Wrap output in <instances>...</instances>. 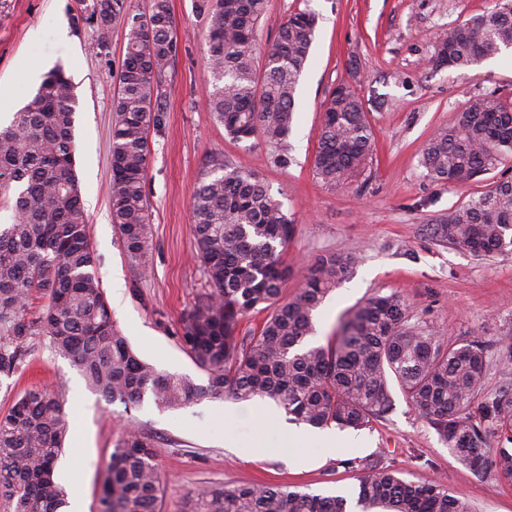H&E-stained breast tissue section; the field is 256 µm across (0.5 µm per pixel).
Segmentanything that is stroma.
<instances>
[{
	"label": "stroma",
	"instance_id": "1",
	"mask_svg": "<svg viewBox=\"0 0 512 512\" xmlns=\"http://www.w3.org/2000/svg\"><path fill=\"white\" fill-rule=\"evenodd\" d=\"M498 0H268L258 30L270 45L289 13L319 17L311 57L298 86V110L288 135V162L273 163L258 139L226 135L206 107L213 76L206 64V19L194 0H169L178 53L162 86V125L149 136L145 194L153 228L151 271L136 279L111 222L113 101L124 58L126 29L113 23L106 40L95 28L74 29L77 0H0V106L10 121L37 82L32 73L62 65L76 86V171L112 318L131 347L158 370L197 383L206 372L187 353L183 320L209 286L196 259L192 195L210 157L252 171L283 202L294 234L283 260L294 274L282 295L299 286L295 271L331 252L355 254L356 265L315 312L311 341L326 344L365 301L397 294L409 316L454 342L481 337L488 343L481 396L498 394L502 367L512 360V251L475 256L445 238L442 226L455 210L497 180L512 176V154L499 157L470 180L426 176L420 150L434 131L455 125L468 99L493 92L512 103V60L495 56L459 69H438L430 58L448 27L492 10ZM38 39H31L32 30ZM357 80L373 133L364 175L341 188L315 176L317 129L323 103L338 84ZM62 394L69 430L55 475L67 494L80 495L85 512H98L105 466L131 426L154 439L162 476L161 512H181L186 497L207 483L228 487L270 483L323 495H355L360 469L351 459L396 471L409 482L438 481L470 503L474 512H512V481L488 467L460 462L437 432L394 391V407L360 430L361 448L288 445L287 417L273 402L205 400L178 410L152 399L125 409L89 391L71 362L36 340L22 372L0 381V411L32 388Z\"/></svg>",
	"mask_w": 512,
	"mask_h": 512
}]
</instances>
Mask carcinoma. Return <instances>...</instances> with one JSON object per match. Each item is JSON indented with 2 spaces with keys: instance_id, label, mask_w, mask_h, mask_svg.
<instances>
[{
  "instance_id": "obj_1",
  "label": "carcinoma",
  "mask_w": 512,
  "mask_h": 512,
  "mask_svg": "<svg viewBox=\"0 0 512 512\" xmlns=\"http://www.w3.org/2000/svg\"><path fill=\"white\" fill-rule=\"evenodd\" d=\"M75 25L97 28L100 39L118 19L128 28L114 100L112 223L131 266L151 268L153 233L144 194L148 133L161 124L162 85L178 43L169 0H150L136 13L131 0H78ZM208 24L213 89L205 104L235 141L260 139L287 162L296 91L315 40L318 18L289 14L276 40L257 61L256 32L267 0H196ZM512 48V0L448 28L437 40L438 67L477 65ZM76 85L64 68L47 72L36 92L7 125H0V201L12 222L0 227V378L24 365L33 341L69 359L88 388L107 403L140 405L151 396L177 410L206 399L255 397L275 402L289 419L323 428L358 429L392 409V384L474 470L492 466L512 479V371L502 390L476 400L486 374V342H449L410 324L399 296L369 298L324 345H313L314 312L348 274L356 256H320L301 273L291 297L282 252L293 221L281 201L253 173L214 156L192 197L196 257L211 288L184 320L182 342L208 375L198 384L142 360L112 320L75 170ZM373 135L364 101L352 83H340L323 105L314 163L326 186L364 174ZM512 152V109L495 94L471 97L457 124L438 129L421 149L428 177L464 180ZM442 234L476 256L512 248V178L459 207ZM44 304L33 311V297ZM261 308V328L237 336L240 319ZM493 430L497 445L488 440ZM68 430L62 400L34 389L0 413V497L11 512H63L66 492L54 469ZM162 487L153 438L131 427L106 464L99 512H158ZM361 512H472L439 483L415 484L389 469L360 476ZM183 512H347L342 495L309 494L285 485L227 488L202 485Z\"/></svg>"
}]
</instances>
